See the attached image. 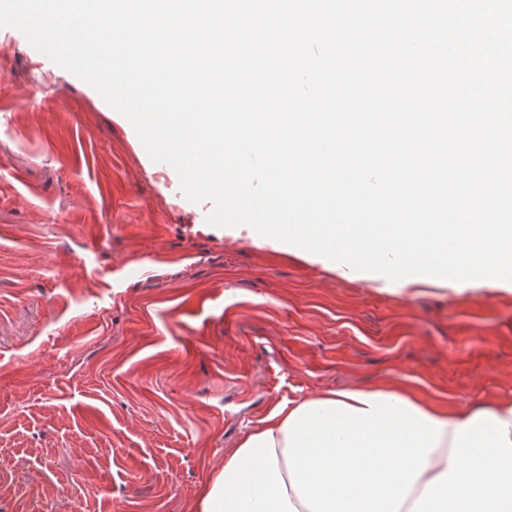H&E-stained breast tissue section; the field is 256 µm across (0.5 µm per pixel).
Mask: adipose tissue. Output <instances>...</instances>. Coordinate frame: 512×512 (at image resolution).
I'll return each mask as SVG.
<instances>
[{
    "mask_svg": "<svg viewBox=\"0 0 512 512\" xmlns=\"http://www.w3.org/2000/svg\"><path fill=\"white\" fill-rule=\"evenodd\" d=\"M199 512H512V402L461 412L374 386L276 404Z\"/></svg>",
    "mask_w": 512,
    "mask_h": 512,
    "instance_id": "ef3b65f1",
    "label": "adipose tissue"
}]
</instances>
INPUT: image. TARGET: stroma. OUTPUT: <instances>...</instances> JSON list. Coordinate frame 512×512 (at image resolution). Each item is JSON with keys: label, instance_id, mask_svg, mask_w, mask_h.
<instances>
[{"label": "stroma", "instance_id": "stroma-1", "mask_svg": "<svg viewBox=\"0 0 512 512\" xmlns=\"http://www.w3.org/2000/svg\"><path fill=\"white\" fill-rule=\"evenodd\" d=\"M211 208L0 28V512H198L249 428L324 389L512 400V293L390 294Z\"/></svg>", "mask_w": 512, "mask_h": 512}]
</instances>
